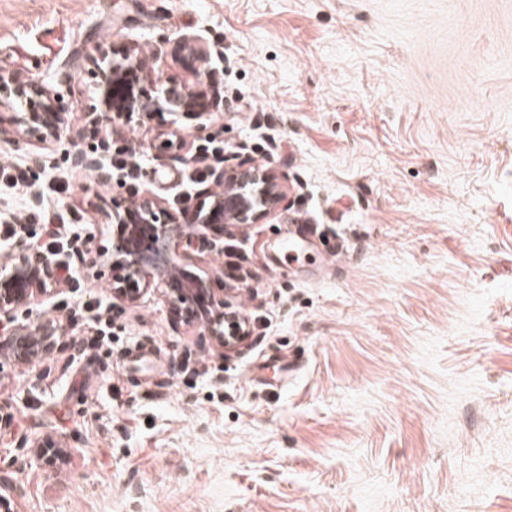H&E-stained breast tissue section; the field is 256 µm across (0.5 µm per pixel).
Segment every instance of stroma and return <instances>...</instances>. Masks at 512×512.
I'll return each mask as SVG.
<instances>
[{
  "label": "stroma",
  "instance_id": "35a3bbf8",
  "mask_svg": "<svg viewBox=\"0 0 512 512\" xmlns=\"http://www.w3.org/2000/svg\"><path fill=\"white\" fill-rule=\"evenodd\" d=\"M126 50L146 88L192 82L206 130L160 103L114 122L105 161L127 145L140 167L104 186L0 142V211L57 203L104 245L132 194L184 207L249 154L285 202L187 253L255 329L221 352L160 291L113 297L106 264L36 299L17 324L85 344L0 349L9 512H512V0H0V70L55 90L79 149L100 57ZM299 218L341 264L286 266ZM45 435L55 454L29 447Z\"/></svg>",
  "mask_w": 512,
  "mask_h": 512
}]
</instances>
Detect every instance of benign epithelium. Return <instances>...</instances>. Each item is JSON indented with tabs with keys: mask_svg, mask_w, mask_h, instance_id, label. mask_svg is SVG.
<instances>
[{
	"mask_svg": "<svg viewBox=\"0 0 512 512\" xmlns=\"http://www.w3.org/2000/svg\"><path fill=\"white\" fill-rule=\"evenodd\" d=\"M99 76L104 111L86 113L85 128L89 130L97 131L112 123L114 114L129 123L133 114L144 112L157 99L163 100L174 114L208 120L204 102L185 82L170 80L159 85L156 96H151L142 85L140 65L131 57L109 63L99 69ZM32 96L40 98L41 108L9 117L0 115V141L12 142L26 134L37 137L43 149L51 150L61 139L59 96L42 85L0 71V104L11 98ZM72 162L91 170L97 183H112V167L98 157L79 151L72 155ZM224 162V167L210 169L211 182L196 190L192 209L175 211L162 207L146 193L135 206L128 205L123 213L116 214L117 230L111 247H88L86 251L95 252L97 258L80 254L76 262L81 272L97 259L110 262L115 271L112 295L119 299L134 301L152 287L164 289L171 312L180 322L190 326L197 322L198 315H205L209 335L231 352L243 343V335L235 334L230 343L224 334V322L234 321V316L228 314L230 304L215 297L209 282L182 262L178 248L182 241L199 237L222 252L225 231L256 224L273 215L286 194L277 176L270 169L255 165L250 156L231 153ZM0 251L7 259L0 265V347L7 345L15 353H28L35 358L53 343L46 340L32 347L29 339L49 335L48 327L35 325L23 333L6 332L4 327L15 312L37 297H48L60 290V266L51 253L28 242L24 231L4 240Z\"/></svg>",
	"mask_w": 512,
	"mask_h": 512,
	"instance_id": "7a95c632",
	"label": "benign epithelium"
}]
</instances>
